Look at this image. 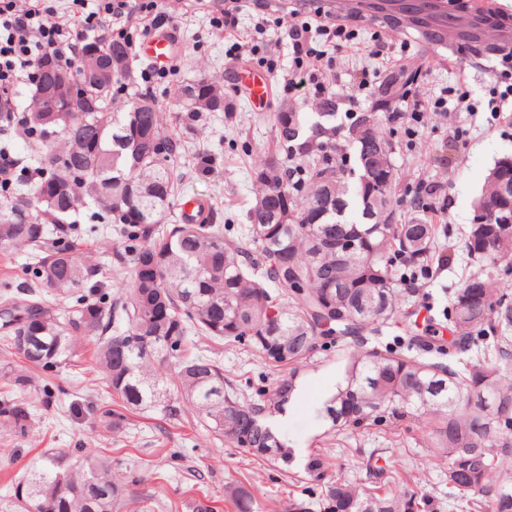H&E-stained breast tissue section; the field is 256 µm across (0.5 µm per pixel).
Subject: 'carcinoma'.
Masks as SVG:
<instances>
[{
	"label": "carcinoma",
	"mask_w": 512,
	"mask_h": 512,
	"mask_svg": "<svg viewBox=\"0 0 512 512\" xmlns=\"http://www.w3.org/2000/svg\"><path fill=\"white\" fill-rule=\"evenodd\" d=\"M135 82L127 41L86 43L74 66L55 60L31 76L33 108L18 116L0 112V123L20 124L47 149L48 167L37 184L38 212L53 217L52 229L23 204L0 210V253L27 248L42 296L24 287L0 291V344L24 366L0 368L8 390L0 395V419L27 433L33 422L25 397L35 375L50 376L76 356V338H98L97 367L109 394L126 408L173 418L181 402L192 406L220 440L288 470V444L268 424L271 406L287 404L296 389L288 379L270 399H252L224 378V364L197 352L189 336L200 332L216 343H247L262 361L296 374L318 340L350 337L363 349L348 357L344 384L321 413L336 429L411 421L428 429L433 455L446 458L445 479L473 512H512V300L489 287L512 265V223H499L494 209L507 182L512 157L496 161L473 210L489 215L470 224L467 254L480 262L483 278L455 289L444 316L446 341L426 326L409 323L393 345L364 347L370 335L405 317L398 307L393 258L402 255L427 270L436 225L424 216L394 222L398 173L391 143L376 113L350 115L349 139L357 167L336 157L337 101L308 112H279L275 140L255 169L265 191L246 214L240 242L207 212L204 220L169 224L175 194L173 160L178 143L162 133L161 109L146 90L122 112H109L116 78ZM415 73L385 75L383 100L403 98ZM176 119L186 129L206 112H224V92L199 78L177 94ZM66 147L53 150L58 136ZM99 204L95 218L115 224L130 241L115 262L130 271L114 299L101 291L100 268L86 262L67 222L75 201ZM261 247V263L250 246ZM75 296L55 313L43 295ZM472 353L460 367L450 353ZM94 417L114 434L124 414L106 400H90ZM16 488L23 512H120L127 505L112 462L86 448L46 450ZM310 480L323 485V512H419L416 495L382 491L367 482L329 476V454L309 455ZM498 473L499 482L490 483ZM237 512H255L243 485L228 487Z\"/></svg>",
	"instance_id": "obj_1"
}]
</instances>
